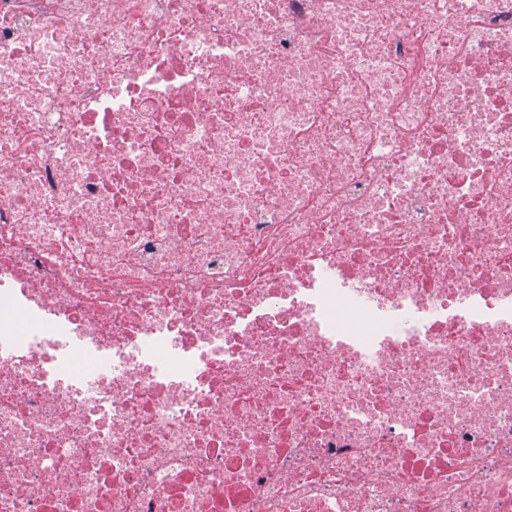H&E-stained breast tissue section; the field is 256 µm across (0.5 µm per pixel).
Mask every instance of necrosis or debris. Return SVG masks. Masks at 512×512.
<instances>
[{
	"mask_svg": "<svg viewBox=\"0 0 512 512\" xmlns=\"http://www.w3.org/2000/svg\"><path fill=\"white\" fill-rule=\"evenodd\" d=\"M0 512H512V0H0Z\"/></svg>",
	"mask_w": 512,
	"mask_h": 512,
	"instance_id": "4bbe7bcc",
	"label": "necrosis or debris"
}]
</instances>
